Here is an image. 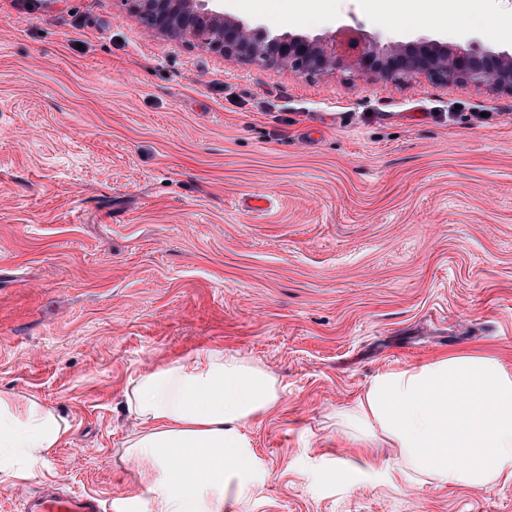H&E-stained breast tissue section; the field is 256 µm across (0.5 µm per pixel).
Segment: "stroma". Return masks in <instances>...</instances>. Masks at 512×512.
I'll return each mask as SVG.
<instances>
[{
    "mask_svg": "<svg viewBox=\"0 0 512 512\" xmlns=\"http://www.w3.org/2000/svg\"><path fill=\"white\" fill-rule=\"evenodd\" d=\"M279 8L231 15L512 48L457 0ZM202 348L282 388L248 429L267 476L233 512H512V483L395 490V449L363 469L330 428L388 368L471 350L512 369V94L227 61L125 0H0V390L71 425L43 477L0 481V512L49 485L141 503L124 390Z\"/></svg>",
    "mask_w": 512,
    "mask_h": 512,
    "instance_id": "35a3bbf8",
    "label": "stroma"
}]
</instances>
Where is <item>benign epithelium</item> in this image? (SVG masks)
<instances>
[{
	"label": "benign epithelium",
	"mask_w": 512,
	"mask_h": 512,
	"mask_svg": "<svg viewBox=\"0 0 512 512\" xmlns=\"http://www.w3.org/2000/svg\"><path fill=\"white\" fill-rule=\"evenodd\" d=\"M130 11L153 34L168 32L226 60L286 64L299 74L344 72L395 83L421 76L469 82L512 93V52H493L417 40L383 46L340 27L312 39L277 34L224 15L223 0H129Z\"/></svg>",
	"instance_id": "7a95c632"
}]
</instances>
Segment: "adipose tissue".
<instances>
[{"label":"adipose tissue","instance_id":"ef3b65f1","mask_svg":"<svg viewBox=\"0 0 512 512\" xmlns=\"http://www.w3.org/2000/svg\"><path fill=\"white\" fill-rule=\"evenodd\" d=\"M280 389L237 352L198 351L139 373L125 392L138 422L123 459L144 488L145 512H232L256 489L262 464L247 428ZM337 436L364 449L396 448L399 488L512 483V370L496 356L453 352L372 377L338 413ZM70 432L39 398L0 392V481L41 477Z\"/></svg>","mask_w":512,"mask_h":512}]
</instances>
